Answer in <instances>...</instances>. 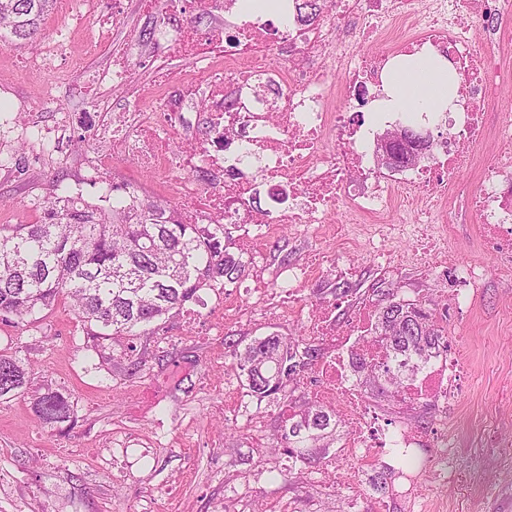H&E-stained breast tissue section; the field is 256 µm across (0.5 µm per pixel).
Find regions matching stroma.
Segmentation results:
<instances>
[{
  "instance_id": "stroma-1",
  "label": "stroma",
  "mask_w": 512,
  "mask_h": 512,
  "mask_svg": "<svg viewBox=\"0 0 512 512\" xmlns=\"http://www.w3.org/2000/svg\"><path fill=\"white\" fill-rule=\"evenodd\" d=\"M34 51L0 46V113L47 88L61 108L83 111L58 74L77 79L106 64L109 46L86 52L83 27L73 28L67 56L30 75ZM83 180L54 156L25 176H0V224L27 223L28 204L60 186L81 187L97 201L99 189ZM412 211L392 196L386 217L395 229L377 250L347 233L315 236L273 224L252 240L229 225L223 244L244 263L239 279L200 288L155 334L92 340L64 303L32 326L0 323V353L15 357L27 380L0 400V512H375L381 501L386 512H408L390 488L374 486L373 471L353 466L331 487L318 482L342 433L300 461L273 449L285 417L251 396L224 349L228 335L247 344L270 333L305 334L308 310L323 302H334L337 324H346L351 306L375 303L380 288L447 310L449 343L465 357L448 407L453 470L447 483L421 484L418 512H512V277L501 275L474 221L444 225L447 253L428 268L405 262L421 245ZM319 250L336 254L339 271L315 273L291 296L275 285L278 273ZM467 265L482 278L459 301L455 269ZM344 282L350 291L337 296ZM50 389L69 398L74 421L40 424L34 400Z\"/></svg>"
}]
</instances>
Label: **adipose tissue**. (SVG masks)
Returning <instances> with one entry per match:
<instances>
[{
	"instance_id": "obj_1",
	"label": "adipose tissue",
	"mask_w": 512,
	"mask_h": 512,
	"mask_svg": "<svg viewBox=\"0 0 512 512\" xmlns=\"http://www.w3.org/2000/svg\"><path fill=\"white\" fill-rule=\"evenodd\" d=\"M459 78L450 64L424 55L403 60L384 76L382 112L456 111Z\"/></svg>"
}]
</instances>
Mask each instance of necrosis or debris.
Listing matches in <instances>:
<instances>
[{
  "mask_svg": "<svg viewBox=\"0 0 512 512\" xmlns=\"http://www.w3.org/2000/svg\"><path fill=\"white\" fill-rule=\"evenodd\" d=\"M422 13L421 0H325V13L309 23L295 19V0H282L275 20L258 19L236 10L235 0H166L164 17L154 32V52L135 65L132 50L138 31L113 41L112 61L95 70L88 81L71 90L93 100L86 132L107 153L81 158L89 180H105L115 154L132 157L155 180L171 184L181 201L174 219L180 224H247L262 233L269 224L309 229L326 224L338 198L348 202L349 220L363 224L370 244L384 238L379 220L391 193L423 199L415 221L432 224L438 214L432 200L452 194L455 208L475 216L483 240L500 256L502 274L512 273V155L484 168L480 186L462 191L461 168L474 163L475 151L487 135L512 138V123L495 122L496 88L512 80V70L494 48L502 40L499 17L512 13V0H433ZM209 15L213 25L199 31L183 22L189 12ZM481 17L480 35L469 22ZM426 51L448 61L460 77L461 110L455 116L434 114L451 134L439 147L440 156L426 168L384 173L368 163L370 147L351 112L367 106L382 86V74L392 59L406 52ZM277 54L281 67L268 63ZM175 57L191 59L193 67L177 71ZM152 84L159 103L143 100L139 86ZM128 103L127 111L110 110L111 97ZM345 106H335V97ZM206 102L209 139L191 150L173 151L192 123L191 106ZM29 116L16 130L18 138L60 152L77 117L59 108L55 95L45 92L36 102H24ZM329 147L325 161L320 148ZM224 175L219 188L200 180L199 172ZM267 193L273 208L255 204ZM372 224H364V217ZM335 309L313 307L309 335L326 343L322 358L311 366L317 379L308 388L297 378L294 391L310 390L314 403L330 422L346 428L340 453L327 460L322 475L333 479L348 464L363 468L383 465L387 448H407L419 442L404 412L420 399L447 407L453 400L452 375L456 354L434 359L416 370L398 397V410L381 419L355 373L358 365L379 364V347L370 335V306L356 307L345 327H337ZM431 452L421 470L434 480L448 479V418L440 416L428 433Z\"/></svg>",
  "mask_w": 512,
  "mask_h": 512,
  "instance_id": "4bbe7bcc",
  "label": "necrosis or debris"
}]
</instances>
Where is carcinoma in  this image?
<instances>
[{
    "label": "carcinoma",
    "mask_w": 512,
    "mask_h": 512,
    "mask_svg": "<svg viewBox=\"0 0 512 512\" xmlns=\"http://www.w3.org/2000/svg\"><path fill=\"white\" fill-rule=\"evenodd\" d=\"M57 0H0V42L34 41ZM298 20L309 22L319 0H302ZM97 205L69 191L43 202L33 224L0 225V320L33 325L60 301L70 306L94 340L137 336L184 309L196 292L218 279L233 280L240 260L224 251V225L177 224L174 208L160 199L104 194ZM375 332L386 342L389 360L364 374V382L398 389L416 369L448 351L445 329L433 314L398 291L381 294ZM226 353L237 361L249 392L258 400H288V385L321 356L306 336L256 338L244 348L227 336ZM257 356L262 370L251 367ZM405 357L400 362L398 358ZM26 385L17 359L0 354V399ZM47 426L71 420L68 398L49 390L34 400ZM329 417L311 405L300 419H288L277 447L304 458L310 444L326 435Z\"/></svg>",
    "instance_id": "carcinoma-1"
}]
</instances>
